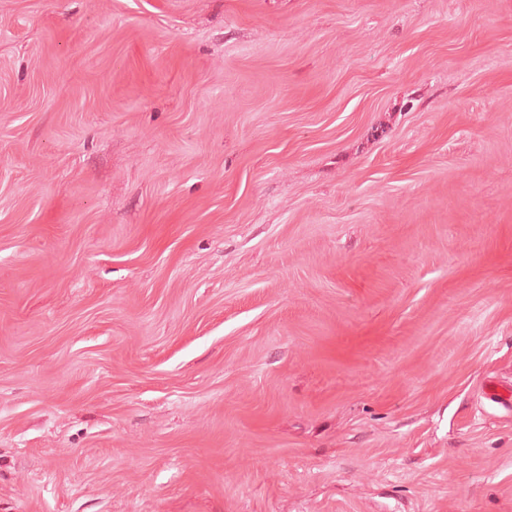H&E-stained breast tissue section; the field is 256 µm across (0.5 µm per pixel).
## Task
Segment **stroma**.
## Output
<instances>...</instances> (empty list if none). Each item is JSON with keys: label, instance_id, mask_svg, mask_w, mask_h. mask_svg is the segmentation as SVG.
<instances>
[{"label": "stroma", "instance_id": "35a3bbf8", "mask_svg": "<svg viewBox=\"0 0 512 512\" xmlns=\"http://www.w3.org/2000/svg\"><path fill=\"white\" fill-rule=\"evenodd\" d=\"M512 0H0V512H512ZM483 395L488 401L512 410V383L491 380L483 388Z\"/></svg>", "mask_w": 512, "mask_h": 512}]
</instances>
